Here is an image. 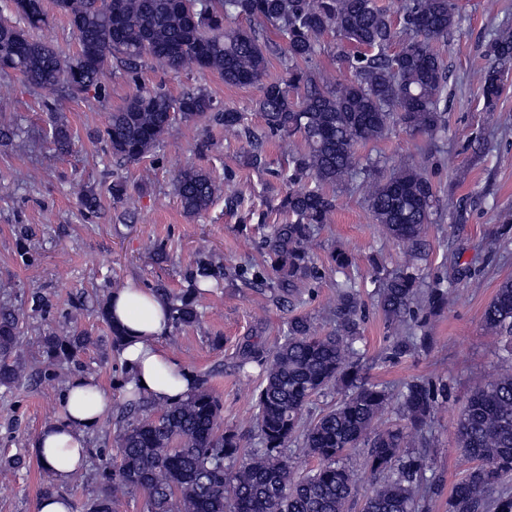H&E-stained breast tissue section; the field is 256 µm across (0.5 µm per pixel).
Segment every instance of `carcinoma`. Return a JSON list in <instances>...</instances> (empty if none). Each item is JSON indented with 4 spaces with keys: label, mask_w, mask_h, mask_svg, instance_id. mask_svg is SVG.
<instances>
[{
    "label": "carcinoma",
    "mask_w": 512,
    "mask_h": 512,
    "mask_svg": "<svg viewBox=\"0 0 512 512\" xmlns=\"http://www.w3.org/2000/svg\"><path fill=\"white\" fill-rule=\"evenodd\" d=\"M10 2L23 24H0V73L12 72L30 87L72 99L101 90L110 69L133 73L148 61L162 70L190 66L217 72L227 84L252 85L263 78L268 55H280L288 78L263 86L256 102L262 128L244 127L241 113L219 106L202 87L178 97L139 87L110 113L104 138L112 155L127 163L143 160L178 121L208 120L244 134L250 147L244 162L253 167L262 165L268 139L301 137L305 148L288 154L289 190L279 203L288 221L273 225L263 241L280 299L316 278L309 244L336 208L328 188L358 178L373 218L403 255L393 269L383 257L374 266L376 305L399 332L390 358L427 345L429 337L418 334L424 327L418 312H441L450 294L438 285L424 287L421 274L434 185L420 164L378 176L375 163L357 155V146L383 138L396 124L430 134L445 126L447 75L433 44L457 25L452 0H402L397 22L376 0H55L76 41L71 54L31 38L30 30L47 22L44 0ZM229 17L272 26L283 45L261 39L252 27L224 28ZM329 32L359 48L348 57L352 76L339 83L315 64L318 37ZM395 40L400 50L391 55ZM487 55L511 63L512 32L499 33ZM478 82L487 106H493L499 71L480 73ZM50 143L59 154L74 145L68 125L54 117ZM174 189L191 216L207 210L222 184L209 172L189 168L177 175ZM221 269L212 259L201 260L192 287L181 293L155 289L171 305L174 329L199 322L195 295L218 281ZM363 308L360 292L345 282L331 308L334 331L321 334L300 316L288 321L275 349L245 346L241 366L261 375L252 394L260 444L253 450L237 431L221 428L222 405L206 375L193 396L158 411L151 401L130 396L115 417L119 464H102L105 488L82 505L83 512H117L132 492L144 495L146 512H416L417 500L432 490L431 463L412 448L431 434L438 388L413 379L393 395L365 380L356 347ZM98 314L110 328L112 349L120 351L121 331L107 303ZM20 319L18 310L0 307V387L7 389L27 372L18 353ZM482 321L503 343L499 374L474 391L458 418L457 444L474 466L455 486L448 512H512V279L500 284ZM93 343L76 326L63 334L44 333L36 375L55 377L61 363L76 360ZM335 389L345 391V398L305 422L313 398ZM393 405L400 422L376 428ZM293 443L317 460L316 468L294 474L285 456ZM359 449L378 482L358 500L355 475L344 458Z\"/></svg>",
    "instance_id": "carcinoma-1"
}]
</instances>
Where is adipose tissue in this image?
Listing matches in <instances>:
<instances>
[{"label":"adipose tissue","instance_id":"adipose-tissue-1","mask_svg":"<svg viewBox=\"0 0 512 512\" xmlns=\"http://www.w3.org/2000/svg\"><path fill=\"white\" fill-rule=\"evenodd\" d=\"M109 304L114 323L124 331L121 359L128 372V389L159 404L192 396L197 390L195 372L159 344L168 329L167 301L130 283L113 290ZM110 404V394L94 376L78 374L70 378L61 418L44 424L30 444L56 484H68L83 467L85 436L98 427Z\"/></svg>","mask_w":512,"mask_h":512}]
</instances>
